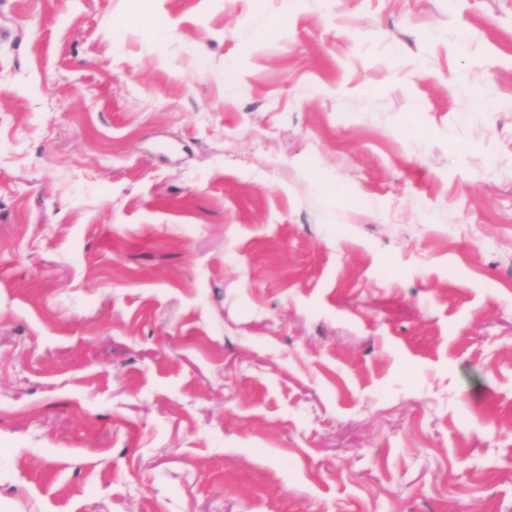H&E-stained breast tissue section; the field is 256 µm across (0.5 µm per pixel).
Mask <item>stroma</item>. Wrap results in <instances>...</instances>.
Listing matches in <instances>:
<instances>
[{
    "label": "stroma",
    "instance_id": "stroma-1",
    "mask_svg": "<svg viewBox=\"0 0 512 512\" xmlns=\"http://www.w3.org/2000/svg\"><path fill=\"white\" fill-rule=\"evenodd\" d=\"M0 512H512V0H0Z\"/></svg>",
    "mask_w": 512,
    "mask_h": 512
}]
</instances>
